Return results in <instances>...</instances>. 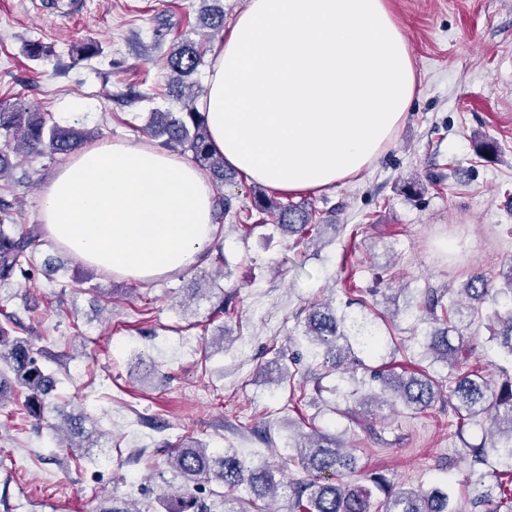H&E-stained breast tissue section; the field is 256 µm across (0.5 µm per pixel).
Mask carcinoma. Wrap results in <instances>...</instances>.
<instances>
[{
	"label": "carcinoma",
	"mask_w": 512,
	"mask_h": 512,
	"mask_svg": "<svg viewBox=\"0 0 512 512\" xmlns=\"http://www.w3.org/2000/svg\"><path fill=\"white\" fill-rule=\"evenodd\" d=\"M204 65L205 53L191 41L170 49L165 58L169 72L167 96L173 97L181 108L178 112L152 110L151 135L168 148L191 152L195 164L209 176L224 216L249 219L252 214L243 208H233L224 193V186L234 178V173L225 169L224 156L212 149L207 118L196 104L197 95L186 92L185 79ZM85 142L86 133L57 124L46 112H32L20 102H0V178L14 167L13 159L24 154L67 156ZM253 208L274 218L277 228L288 236L303 239L327 228L317 208L305 202H283L261 190L253 193ZM34 246L31 234L0 225V286L17 274H27ZM206 292L221 297L219 313H235L231 298L224 297L219 278L209 279ZM462 293L467 300L464 306L455 301L445 306L441 304L442 298L429 294L417 317L428 324L422 336L423 352L431 362L448 366L446 380L428 373L400 374L366 366L358 353L375 354L383 347L378 324L366 314L340 311L329 300L310 307L303 330L305 352L296 354L294 364L301 363L307 354L321 359L324 367L367 374L365 391L350 393L357 408L332 407L333 412L358 425L366 421L368 407L376 402L398 406L407 413L424 412L440 395L443 382H448V404L459 419L477 421L493 415L495 430L488 433L489 442H465L462 448L470 462V484L482 486L486 475L477 467L486 464L489 455L501 467L498 474L512 477V373L497 368L501 380L496 382L484 372L472 369L468 366L471 348L454 344L452 337L459 333L458 323L464 314H484L493 323L491 340L512 359V268L503 275L502 286L498 288L482 274L474 273L465 282ZM43 357L30 339L13 336L0 325V364L12 374L8 378L7 371H0V398L7 389H23L29 415L40 422L56 389V380L44 366ZM53 410L60 419L53 430L61 443L86 452L98 447L94 439L98 434L96 424L84 411L65 406H55ZM291 448L293 454L288 456V464L296 466L304 476L283 486L275 479L280 467L265 463L252 467L232 448L217 454L198 441L177 445L168 454L166 464L180 479V485L159 502L165 506V512H212L217 499L224 504V512H278L269 507L268 501L282 489L291 498L290 512H372L373 491L377 490L384 497L383 512H454L445 486L405 489L379 472L367 475L369 487L353 481L358 472L357 459L336 434L318 429L309 434L296 431ZM212 480L218 481L222 490L209 488ZM97 512L156 510L150 501L139 503L114 492L104 499Z\"/></svg>",
	"instance_id": "carcinoma-1"
}]
</instances>
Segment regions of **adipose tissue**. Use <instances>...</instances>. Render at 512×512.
I'll return each instance as SVG.
<instances>
[{"label":"adipose tissue","instance_id":"ef3b65f1","mask_svg":"<svg viewBox=\"0 0 512 512\" xmlns=\"http://www.w3.org/2000/svg\"><path fill=\"white\" fill-rule=\"evenodd\" d=\"M206 82L199 108L214 149L246 180L288 194L369 167L417 94L387 0H249ZM213 197L180 156L103 141L46 182L39 222L83 264L148 282L204 260L218 231Z\"/></svg>","mask_w":512,"mask_h":512}]
</instances>
